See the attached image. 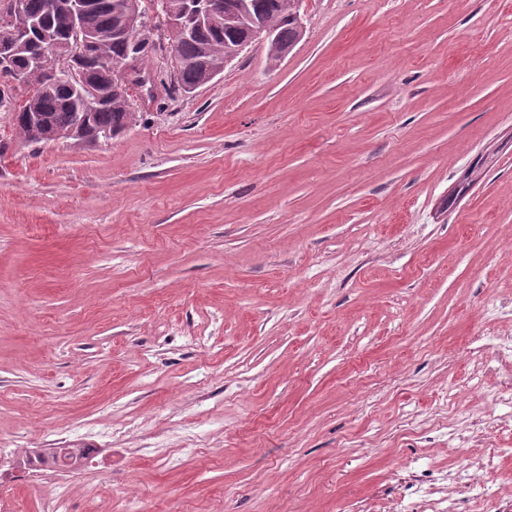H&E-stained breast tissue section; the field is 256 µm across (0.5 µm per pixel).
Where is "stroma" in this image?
Instances as JSON below:
<instances>
[{
    "mask_svg": "<svg viewBox=\"0 0 512 512\" xmlns=\"http://www.w3.org/2000/svg\"><path fill=\"white\" fill-rule=\"evenodd\" d=\"M300 13L190 93L162 42L96 144L0 107V512H385L428 467L512 495V0Z\"/></svg>",
    "mask_w": 512,
    "mask_h": 512,
    "instance_id": "1",
    "label": "stroma"
}]
</instances>
